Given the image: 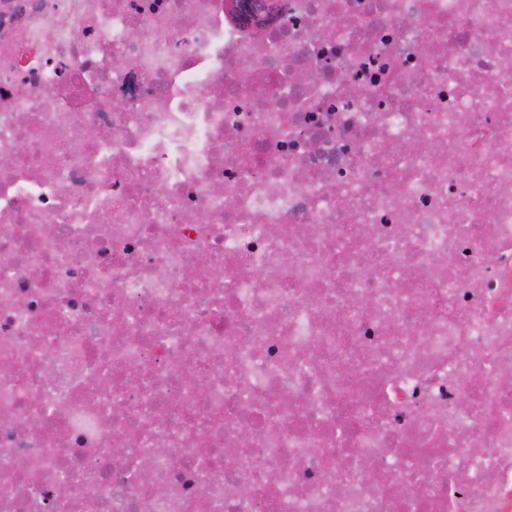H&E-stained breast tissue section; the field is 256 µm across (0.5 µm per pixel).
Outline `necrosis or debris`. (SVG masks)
Listing matches in <instances>:
<instances>
[{"label": "necrosis or debris", "instance_id": "4bbe7bcc", "mask_svg": "<svg viewBox=\"0 0 512 512\" xmlns=\"http://www.w3.org/2000/svg\"><path fill=\"white\" fill-rule=\"evenodd\" d=\"M506 60L512 0H0V512H512Z\"/></svg>", "mask_w": 512, "mask_h": 512}]
</instances>
